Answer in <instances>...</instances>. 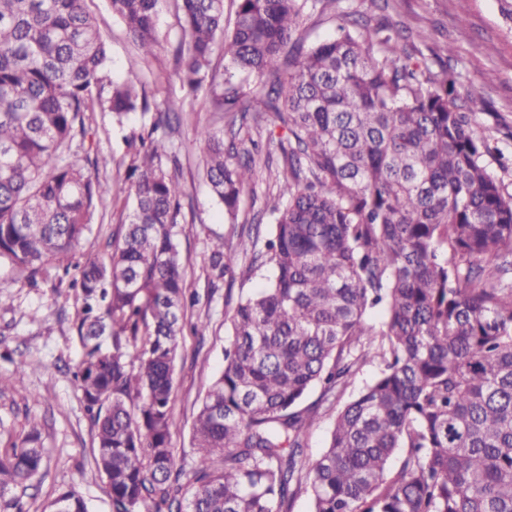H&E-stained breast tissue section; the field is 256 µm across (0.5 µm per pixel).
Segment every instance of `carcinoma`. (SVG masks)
<instances>
[{
	"label": "carcinoma",
	"mask_w": 512,
	"mask_h": 512,
	"mask_svg": "<svg viewBox=\"0 0 512 512\" xmlns=\"http://www.w3.org/2000/svg\"><path fill=\"white\" fill-rule=\"evenodd\" d=\"M87 0H0V264L30 278L65 262L110 188L84 152L86 115L118 124L155 112L127 168L131 205L109 258L88 255L77 332L78 389L112 512H512V194L484 166L481 87L419 62L398 28L348 0H172L182 30L174 75L152 88L107 75L109 44ZM145 56L162 0H107ZM329 4L336 37L305 47L303 16ZM225 61V74L213 58ZM187 89L174 97L173 79ZM205 95L224 126L204 127L202 173L224 206L228 243L210 256L228 284L273 270L236 304L224 369L192 426L193 484L172 435L186 265L172 120ZM271 119L288 137L270 232L237 223L255 179L254 140ZM112 337V352L96 339ZM367 364L372 380L341 402ZM319 399L304 404L314 388ZM335 412L327 446L308 432ZM38 429L0 451V512L43 464ZM50 512H87L73 489Z\"/></svg>",
	"instance_id": "carcinoma-1"
}]
</instances>
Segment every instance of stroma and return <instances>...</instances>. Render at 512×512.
Here are the masks:
<instances>
[{
  "instance_id": "1",
  "label": "stroma",
  "mask_w": 512,
  "mask_h": 512,
  "mask_svg": "<svg viewBox=\"0 0 512 512\" xmlns=\"http://www.w3.org/2000/svg\"><path fill=\"white\" fill-rule=\"evenodd\" d=\"M88 7L110 43L107 69L113 80L147 82L152 71L170 66L172 50L181 36L170 0H162L159 7L156 58L136 67L131 64L134 47L107 0H89ZM383 14L404 29L416 48V58L428 61L432 72L446 66L458 86L483 83L486 110L479 115V130L496 148L485 156L484 164L512 193V27L502 16L498 0H388ZM446 45L459 49V56L444 63L435 60L434 51ZM88 124L93 147L112 159L98 174L111 185L112 195L103 216L96 218L77 248L73 257L77 263L88 253L104 252L106 241L120 238L130 163L128 142L141 132L144 120L136 114L119 128L113 126L109 113L93 112ZM222 124L219 114L201 100L195 111L185 115L178 135L184 202L193 213L182 220L177 243L187 266V286L198 297L191 314L209 323L205 336L180 337L175 363L173 411L178 428L172 446L185 484L192 480L194 465L192 425L204 392L224 367L233 311L225 297L263 287L272 275L266 267L251 279L229 286L216 282L208 263L211 250L224 238V211L202 176V148L194 132ZM79 306L69 279L59 278L56 271L39 276L32 284L25 271L0 266V449L20 443L34 426L44 450L42 469L31 486L14 491L26 512H43L45 504L66 487L80 493L87 512H112L105 480L93 465L94 428L73 377L82 357L75 327ZM22 361L35 365L41 361L45 367L31 371L20 388L13 386L12 379Z\"/></svg>"
}]
</instances>
